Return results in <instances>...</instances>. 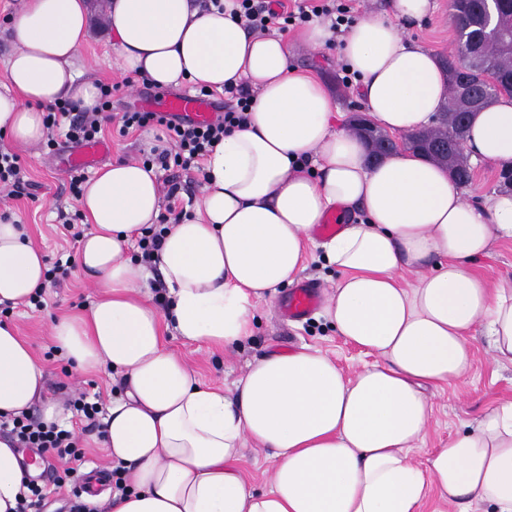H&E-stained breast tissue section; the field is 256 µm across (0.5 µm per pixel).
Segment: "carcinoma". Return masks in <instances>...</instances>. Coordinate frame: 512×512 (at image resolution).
Instances as JSON below:
<instances>
[{"label":"carcinoma","instance_id":"cac0c4a2","mask_svg":"<svg viewBox=\"0 0 512 512\" xmlns=\"http://www.w3.org/2000/svg\"><path fill=\"white\" fill-rule=\"evenodd\" d=\"M483 0H451L453 15L464 31V36L469 38L465 50L468 55L458 51L448 54L443 58L448 79L449 101L445 112H457L460 109V93L457 82L460 74H465L468 82L479 88L482 92V103L474 107V110H482L486 104L496 100L502 95H512V54L504 51L496 37L481 35L483 25ZM467 137V131L455 127L446 122L427 131L412 134V141H432L448 138L462 144ZM448 171L452 173L456 181L460 182L468 178L469 167L467 157L461 148L457 147L448 153V160L444 161Z\"/></svg>","mask_w":512,"mask_h":512}]
</instances>
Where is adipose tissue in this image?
<instances>
[{"label": "adipose tissue", "instance_id": "1", "mask_svg": "<svg viewBox=\"0 0 512 512\" xmlns=\"http://www.w3.org/2000/svg\"><path fill=\"white\" fill-rule=\"evenodd\" d=\"M232 0H108L112 47L124 72L165 88L188 82L254 95L249 123L206 159L195 213L170 225L152 265L128 257L161 213L153 171L120 160L78 199L90 224L78 256L98 298L53 321L61 354L86 371L122 376L103 420L102 445L127 488L107 512H417L430 488L460 506L486 501L512 512V401L434 451L427 470L408 452L432 412L428 388L465 377L469 333L483 326L493 361L512 366V279L488 282L472 261L512 240V194L469 202L446 169L398 152L370 163L358 136L336 128L334 99L291 63L276 33L232 18ZM433 0H390L386 16L353 22L340 54L371 125L397 134L428 129L448 100L434 52L405 29ZM15 49L0 76V136L29 145L47 133L44 110L63 100L94 107L99 88L74 60L89 35L87 0H27L10 24ZM464 150L512 162V99L475 115ZM355 223L324 241L341 273L323 317L376 357L345 377L318 349L271 354L249 366L233 394L202 383L166 345L167 334L225 348L250 336L254 307L294 282L327 211ZM157 268L167 304L140 293ZM47 261L23 225L0 221V306L30 303ZM423 270L410 288L402 275ZM47 373L15 327L0 322V416L40 407L47 423L68 411L42 399ZM276 460L269 489L251 488L238 462L245 444ZM21 453L0 438V512H16Z\"/></svg>", "mask_w": 512, "mask_h": 512}]
</instances>
